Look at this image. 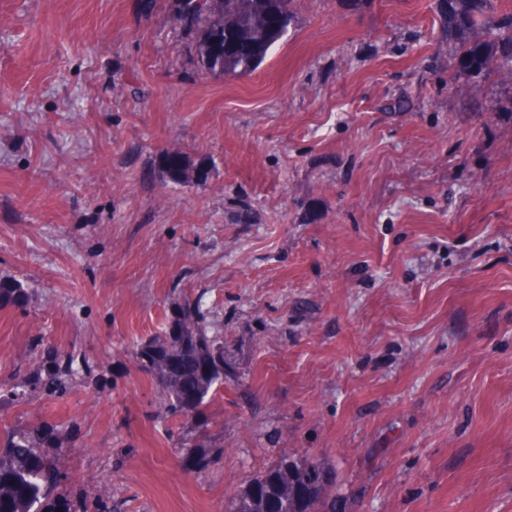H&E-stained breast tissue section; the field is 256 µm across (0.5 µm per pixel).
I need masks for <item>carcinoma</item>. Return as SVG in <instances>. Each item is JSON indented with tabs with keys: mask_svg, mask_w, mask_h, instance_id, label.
Masks as SVG:
<instances>
[{
	"mask_svg": "<svg viewBox=\"0 0 512 512\" xmlns=\"http://www.w3.org/2000/svg\"><path fill=\"white\" fill-rule=\"evenodd\" d=\"M293 0H175L174 19L195 35L200 70L238 76L252 72L282 39L283 22L291 21ZM446 37L456 44L448 56V81L461 75L479 86L495 68L512 84V15L500 17L497 0H439ZM164 176L173 183L206 177L181 152L163 153ZM21 282L0 276V301L22 296ZM212 338L189 330L176 348L182 371L166 370L164 343L151 342L141 353L145 367L160 380L172 409L188 419L197 417L215 385L224 383V352L211 349ZM53 439V429H3L0 434V512H75L71 502L55 492L47 456L41 448ZM332 474V468L303 456L280 458L251 479L230 512H337L336 481L314 495H301L308 473Z\"/></svg>",
	"mask_w": 512,
	"mask_h": 512,
	"instance_id": "carcinoma-1",
	"label": "carcinoma"
}]
</instances>
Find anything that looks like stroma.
Masks as SVG:
<instances>
[{"label":"stroma","mask_w":512,"mask_h":512,"mask_svg":"<svg viewBox=\"0 0 512 512\" xmlns=\"http://www.w3.org/2000/svg\"><path fill=\"white\" fill-rule=\"evenodd\" d=\"M193 43L170 0H0V427L53 428L82 512H230L291 454L344 512H512V88L449 80L437 0H295L236 78ZM187 304L195 421L140 358ZM161 165L164 176L173 183H186L193 180L204 181L209 175L208 170L203 165L196 166L191 164L182 152H178L177 154L163 152ZM200 169H205L206 172ZM202 178L205 179L200 180ZM181 318L187 322H194L196 328L188 329L186 341L175 348L182 366L180 373L166 370L164 342L152 341L142 351L141 357L144 359L145 367L159 378L172 409L192 420L207 403V398L215 392L214 386L224 383V352H214L210 344H213L214 340L198 329L199 323L195 322L200 319L198 310L187 306L186 309H182ZM200 359L208 362L209 374L201 373Z\"/></svg>","instance_id":"stroma-1"}]
</instances>
